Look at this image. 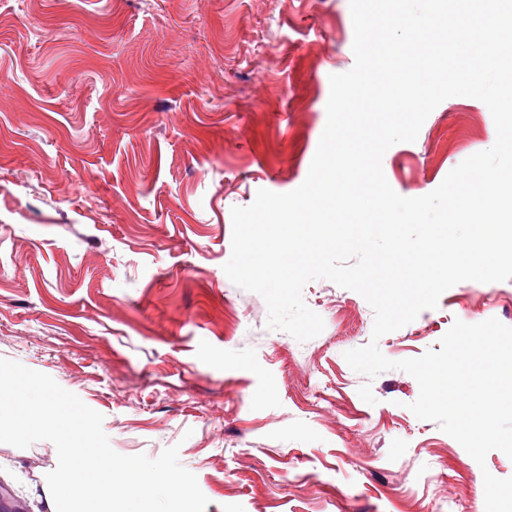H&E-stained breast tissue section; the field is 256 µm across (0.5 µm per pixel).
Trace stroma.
I'll list each match as a JSON object with an SVG mask.
<instances>
[{
    "label": "stroma",
    "mask_w": 512,
    "mask_h": 512,
    "mask_svg": "<svg viewBox=\"0 0 512 512\" xmlns=\"http://www.w3.org/2000/svg\"><path fill=\"white\" fill-rule=\"evenodd\" d=\"M353 37L349 0H0V357L102 414L118 453L178 446L206 512H485L484 473L512 477L408 410L411 375L350 368L361 295L308 283L325 328L301 343L223 270L232 208L305 180ZM495 140L482 101L451 97L383 171L423 196ZM492 317L512 326V279L456 284L379 347L416 358ZM56 465L0 447L33 510Z\"/></svg>",
    "instance_id": "obj_1"
}]
</instances>
